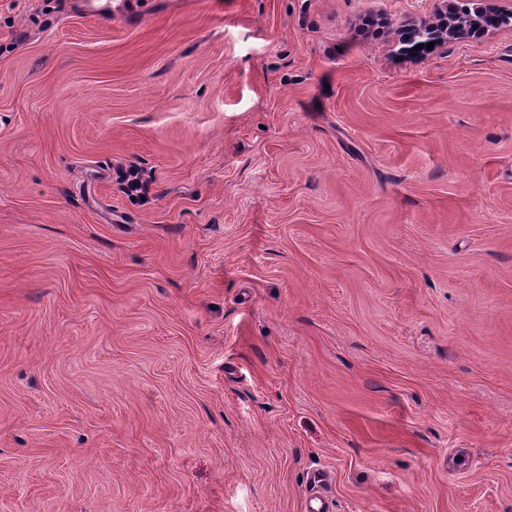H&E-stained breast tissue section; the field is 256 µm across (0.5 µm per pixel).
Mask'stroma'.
I'll return each mask as SVG.
<instances>
[{
  "mask_svg": "<svg viewBox=\"0 0 512 512\" xmlns=\"http://www.w3.org/2000/svg\"><path fill=\"white\" fill-rule=\"evenodd\" d=\"M142 2L0 0V512H512V20Z\"/></svg>",
  "mask_w": 512,
  "mask_h": 512,
  "instance_id": "obj_1",
  "label": "stroma"
}]
</instances>
